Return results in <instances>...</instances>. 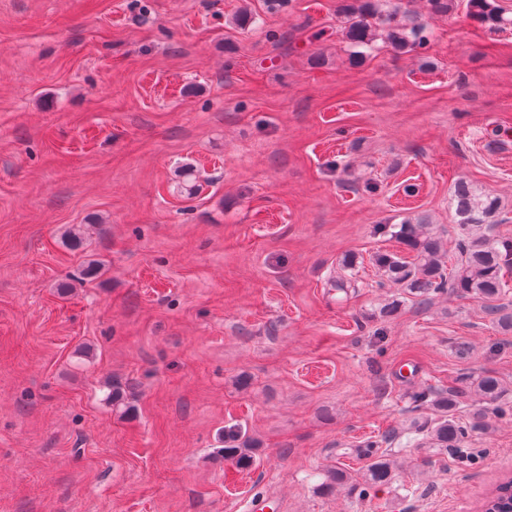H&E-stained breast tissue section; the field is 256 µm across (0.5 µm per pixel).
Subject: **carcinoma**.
<instances>
[{"label":"carcinoma","mask_w":512,"mask_h":512,"mask_svg":"<svg viewBox=\"0 0 512 512\" xmlns=\"http://www.w3.org/2000/svg\"><path fill=\"white\" fill-rule=\"evenodd\" d=\"M469 17L492 26L509 24L499 12L495 0H468ZM341 11L349 18L347 38L355 44L366 45L374 32L382 30L389 43L398 51L410 52L426 44L424 28L414 25L407 29L395 24V14L380 8L379 0H343ZM181 192L195 196L200 190L193 166L187 164L181 170ZM455 213L457 224L464 234L452 250L444 248L440 237L434 234L426 220L409 221L399 225L394 232L398 241L413 253V261L401 256L382 254L377 263L386 280L402 284L415 292L428 296L452 290L471 295L482 301L484 312L497 321L504 330H512V312L503 303L506 297L505 276L512 274V240L493 234L492 225L499 212L497 198L486 194L475 195L468 184L458 183L455 188ZM478 400L467 405L468 416L461 420L455 411L462 405L463 394L446 396L431 388L419 393L418 401L439 409V421L428 435L436 448H460L472 431L483 427L486 406L498 400L503 392L500 380L491 374L479 375L472 381ZM366 484L377 487L391 483L394 473L390 459L377 455L372 449L379 447L376 441L363 444ZM254 440L242 428L224 433V460L237 468H248L255 461Z\"/></svg>","instance_id":"cac0c4a2"}]
</instances>
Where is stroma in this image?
Instances as JSON below:
<instances>
[{
  "mask_svg": "<svg viewBox=\"0 0 512 512\" xmlns=\"http://www.w3.org/2000/svg\"><path fill=\"white\" fill-rule=\"evenodd\" d=\"M340 3L0 0V512H480L512 476V332L375 262L422 216L453 247L460 181L512 239V0L502 29L387 0L425 27L407 53L353 44ZM486 371L507 416L395 443L437 417L421 387ZM368 439L395 477L360 493ZM224 461L231 462L236 468L251 467L255 461L254 440L242 427L224 432Z\"/></svg>",
  "mask_w": 512,
  "mask_h": 512,
  "instance_id": "35a3bbf8",
  "label": "stroma"
}]
</instances>
